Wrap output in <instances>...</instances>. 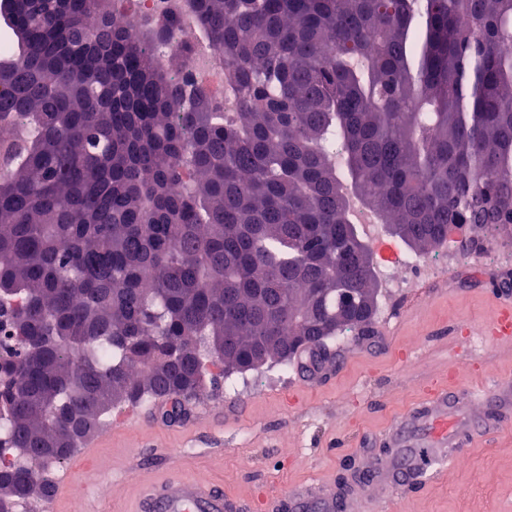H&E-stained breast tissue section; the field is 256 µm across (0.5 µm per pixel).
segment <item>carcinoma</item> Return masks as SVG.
Instances as JSON below:
<instances>
[{
	"label": "carcinoma",
	"mask_w": 512,
	"mask_h": 512,
	"mask_svg": "<svg viewBox=\"0 0 512 512\" xmlns=\"http://www.w3.org/2000/svg\"><path fill=\"white\" fill-rule=\"evenodd\" d=\"M219 110L97 0H8L0 39V496L112 406L349 333L366 257L342 185L432 253L512 238V0H191ZM198 87L194 99L186 88ZM180 191L172 192L173 185Z\"/></svg>",
	"instance_id": "carcinoma-1"
}]
</instances>
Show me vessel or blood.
I'll list each match as a JSON object with an SVG mask.
<instances>
[{
    "instance_id": "obj_1",
    "label": "vessel or blood",
    "mask_w": 512,
    "mask_h": 512,
    "mask_svg": "<svg viewBox=\"0 0 512 512\" xmlns=\"http://www.w3.org/2000/svg\"><path fill=\"white\" fill-rule=\"evenodd\" d=\"M503 304L486 333L502 339L512 337V295L502 294ZM482 408L494 411L492 420L468 417L467 400L436 391L426 405L417 407L401 418L387 433L389 446L406 449L404 458L385 459L362 470L355 481L351 500L336 497L327 485L286 488L276 493L273 512H305L317 504L320 512H344L354 503L358 512H373L379 493L393 492L413 480L439 477L447 461L457 453L464 439L482 435L501 427L496 413L512 406V385L496 384L477 396ZM222 490L209 482L171 471L161 482L144 485L132 512H235Z\"/></svg>"
}]
</instances>
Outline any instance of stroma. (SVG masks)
I'll list each match as a JSON object with an SVG mask.
<instances>
[{"label": "stroma", "instance_id": "obj_1", "mask_svg": "<svg viewBox=\"0 0 512 512\" xmlns=\"http://www.w3.org/2000/svg\"><path fill=\"white\" fill-rule=\"evenodd\" d=\"M510 280L512 268L462 265L447 282L404 296L389 325L343 346L328 341L317 371L298 356L287 373L271 362L246 373L232 402L219 383L173 418L117 406L89 440L94 457L77 452L54 465L53 477H71L69 497L22 512H129L141 487L172 469L243 506L316 479L348 496L360 466L378 462L386 434L428 401L430 387L512 383V340L462 330L497 317L498 285ZM375 512H512V421L466 442L441 477L379 495Z\"/></svg>", "mask_w": 512, "mask_h": 512}]
</instances>
